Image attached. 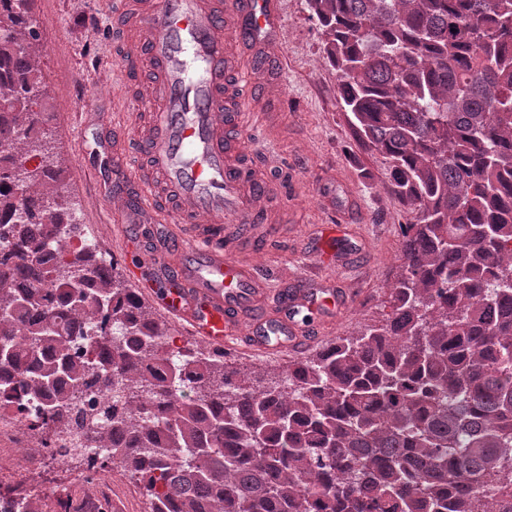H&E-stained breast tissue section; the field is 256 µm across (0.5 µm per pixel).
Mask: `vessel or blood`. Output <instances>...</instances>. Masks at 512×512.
<instances>
[{
    "label": "vessel or blood",
    "mask_w": 512,
    "mask_h": 512,
    "mask_svg": "<svg viewBox=\"0 0 512 512\" xmlns=\"http://www.w3.org/2000/svg\"><path fill=\"white\" fill-rule=\"evenodd\" d=\"M126 41L124 71L144 73L131 124L97 115L92 142L112 168L131 283L160 301L190 335L219 350L248 339L266 351L303 335L297 316L334 317L335 283L283 284L269 301L256 267L233 245L273 240L265 204L269 178L241 170L243 118L275 81L279 0H112Z\"/></svg>",
    "instance_id": "vessel-or-blood-1"
}]
</instances>
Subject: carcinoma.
Wrapping results in <instances>:
<instances>
[{
    "label": "carcinoma",
    "mask_w": 512,
    "mask_h": 512,
    "mask_svg": "<svg viewBox=\"0 0 512 512\" xmlns=\"http://www.w3.org/2000/svg\"><path fill=\"white\" fill-rule=\"evenodd\" d=\"M0 0V405L149 512H501L512 496V0H308L345 111L412 220L390 312L245 370L177 346L84 244L41 128L43 52ZM1 501L41 512L24 489Z\"/></svg>",
    "instance_id": "cac0c4a2"
}]
</instances>
